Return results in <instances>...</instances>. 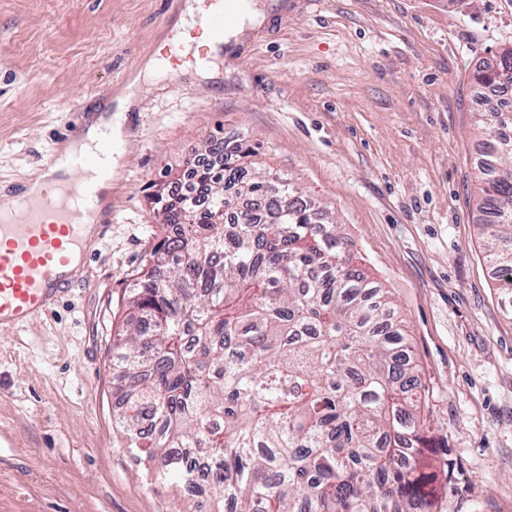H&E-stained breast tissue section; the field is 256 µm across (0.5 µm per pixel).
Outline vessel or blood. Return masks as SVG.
<instances>
[{
	"label": "vessel or blood",
	"instance_id": "1",
	"mask_svg": "<svg viewBox=\"0 0 512 512\" xmlns=\"http://www.w3.org/2000/svg\"><path fill=\"white\" fill-rule=\"evenodd\" d=\"M237 20V0H226L208 20L204 37L217 42ZM113 150L102 139L95 153L71 159L77 170L96 167ZM99 193L89 182L64 186L47 178L40 193L0 208V328L32 322L50 309V291L67 287L66 271L87 248L84 229L95 219Z\"/></svg>",
	"mask_w": 512,
	"mask_h": 512
}]
</instances>
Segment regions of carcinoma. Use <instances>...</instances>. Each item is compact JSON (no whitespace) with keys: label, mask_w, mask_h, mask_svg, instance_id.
<instances>
[{"label":"carcinoma","mask_w":512,"mask_h":512,"mask_svg":"<svg viewBox=\"0 0 512 512\" xmlns=\"http://www.w3.org/2000/svg\"><path fill=\"white\" fill-rule=\"evenodd\" d=\"M512 50L472 83L512 92ZM478 194L493 280L512 300V111L478 115ZM193 196L160 187L165 234L133 274L136 318L112 359V419L147 477L206 512H436L451 482L418 415L411 346L388 292L355 261L327 205L256 167L241 136ZM252 201L241 210L236 201Z\"/></svg>","instance_id":"carcinoma-1"}]
</instances>
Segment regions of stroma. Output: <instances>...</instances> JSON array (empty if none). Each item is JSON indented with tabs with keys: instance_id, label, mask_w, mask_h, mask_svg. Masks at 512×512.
<instances>
[{
	"instance_id": "35a3bbf8",
	"label": "stroma",
	"mask_w": 512,
	"mask_h": 512,
	"mask_svg": "<svg viewBox=\"0 0 512 512\" xmlns=\"http://www.w3.org/2000/svg\"><path fill=\"white\" fill-rule=\"evenodd\" d=\"M252 3L261 23L202 65L164 53L185 0H0V195L135 87L84 285L0 331V512H194L114 430L112 353L162 235L152 185L230 134L327 204L388 291L454 466L438 512H512V316L481 247L471 81L512 44V0Z\"/></svg>"
}]
</instances>
